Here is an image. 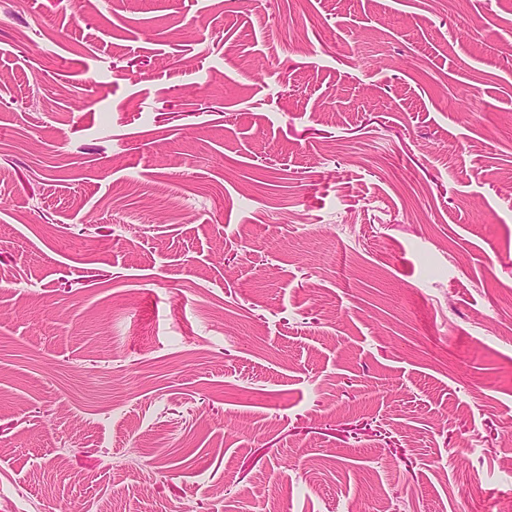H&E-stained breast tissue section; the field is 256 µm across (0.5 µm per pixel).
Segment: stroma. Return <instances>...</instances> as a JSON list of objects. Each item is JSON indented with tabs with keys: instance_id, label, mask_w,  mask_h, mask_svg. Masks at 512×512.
I'll use <instances>...</instances> for the list:
<instances>
[{
	"instance_id": "obj_1",
	"label": "stroma",
	"mask_w": 512,
	"mask_h": 512,
	"mask_svg": "<svg viewBox=\"0 0 512 512\" xmlns=\"http://www.w3.org/2000/svg\"><path fill=\"white\" fill-rule=\"evenodd\" d=\"M512 497V0H0V512Z\"/></svg>"
}]
</instances>
